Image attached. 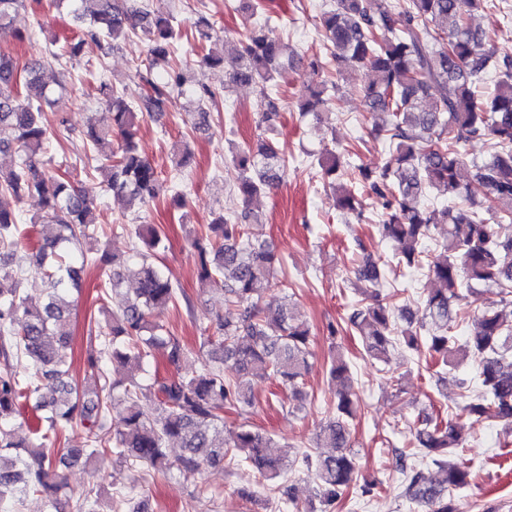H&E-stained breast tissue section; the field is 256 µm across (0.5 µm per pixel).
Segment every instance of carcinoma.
I'll return each instance as SVG.
<instances>
[{"label": "carcinoma", "instance_id": "cac0c4a2", "mask_svg": "<svg viewBox=\"0 0 512 512\" xmlns=\"http://www.w3.org/2000/svg\"><path fill=\"white\" fill-rule=\"evenodd\" d=\"M82 26V37L68 47L69 57L80 55L89 44L117 41L142 33L147 40L146 72L136 76L149 86L141 106L126 101L109 81L100 84L101 100L112 114V125L90 124L85 136L92 146L106 148L112 136L122 139L117 151L103 155L97 166L107 191L131 202L146 204L167 191L156 168L142 154L137 142L138 115L152 114L168 99L171 90L185 84L178 70L163 81L151 78V68L165 63L182 32L174 16L141 0H67ZM486 0H335L321 16L324 37L332 57L344 71L365 67L374 78L363 85L369 111L387 119L375 126L395 163L379 172L353 166L356 184L344 179L345 161L324 148L317 157L322 178L336 193L337 208L361 217L359 190L373 194L383 208L379 231L393 248L397 264L416 267L431 227L448 226L447 237L429 261L438 283L424 302L421 317L409 309L395 310L377 296L355 308L347 323L361 337L365 352L386 361L396 342L418 350L425 347L433 365L443 371L454 367L458 336L459 303L479 286H495L511 298L512 306V54L500 53L486 31L474 24V12ZM23 0H0V37L23 38L14 27ZM259 13V22L247 40L234 48L235 67L227 73L232 84L260 88V123L275 128L280 116L276 99L267 86L287 78L297 59L288 52L270 26V16L260 4L247 3ZM46 62L36 59L20 68L12 57L0 54V153L12 151L19 158L14 169H0V194L20 201L39 196L42 213L33 220L47 224L50 232L27 256L28 265L15 260L21 217L0 205V512H15V505L29 492L45 497L46 512H98L89 496L72 501L61 471L85 466L100 454L120 461L134 459L168 472L175 468L191 477L205 466L231 458L272 480L287 474L284 459L268 453L272 439L249 425L224 429V407L253 406L252 382L274 379L302 398L301 385L312 367L311 331L295 313L287 297L262 303L272 288H288L283 258L263 244L250 240V204L281 181L288 157L270 138L235 146L231 161L240 171L233 196L237 209L218 215L208 225L209 235L195 242L199 263L197 277L208 284L224 280V298L239 308L235 318H221L216 334L206 338L210 364L199 372L167 379L149 377L114 380L90 391L73 384L68 350L71 344L73 289L87 266H95L106 284L119 295L116 311L98 326L97 343L90 347L87 363L104 373L109 363L135 365L147 372L156 354L177 367L187 357L180 337L158 318L177 300L161 266L148 258L162 245L161 231L152 224L124 225L142 247H133L125 262L85 244L98 237V217L86 196L65 181L44 159L57 140L55 126L46 122L42 104L50 105V91L43 79ZM309 84L300 101L301 117L322 119L328 81L317 80L324 66L317 57L306 60ZM494 74L496 90L478 93L487 73ZM473 139L492 142V152L473 162L471 180L463 183L459 169L462 148ZM431 193L442 207L421 206L418 199ZM493 213L487 223L484 213ZM382 258L367 257L358 270L360 278L380 283ZM43 275L47 301L28 304L22 288L27 270ZM130 280L134 287L122 289ZM407 328L398 329L396 317ZM477 331L468 344L480 355L478 366L483 393L465 405L478 420L494 421L512 430V325L503 311L488 308L477 318ZM232 363L235 376H224ZM330 375L339 384L335 413L316 434V447L331 448L328 455L302 453V462L314 471L321 509L310 505L296 512H332L354 479L357 462L350 451L349 420L358 402L350 391V371L340 355L333 358ZM154 396L144 407L141 399ZM35 398L45 411V432L33 439L19 435L15 418L19 403ZM126 403L124 427L113 436L103 433L112 403ZM78 421L88 447L55 451L57 430ZM171 440L182 454L170 462L164 451ZM416 447L436 466L429 478L413 467L405 472L402 496L421 512H458L456 494L469 486L470 470L463 462L448 459L462 443L451 425L429 417L420 421Z\"/></svg>", "mask_w": 512, "mask_h": 512}]
</instances>
